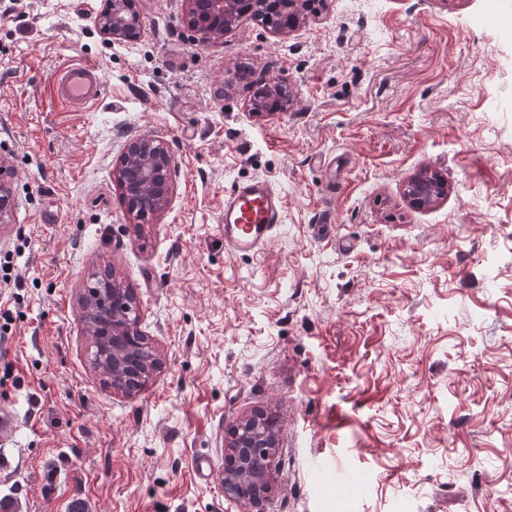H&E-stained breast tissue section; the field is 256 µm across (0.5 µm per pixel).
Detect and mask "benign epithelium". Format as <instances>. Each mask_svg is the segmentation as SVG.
<instances>
[{
    "label": "benign epithelium",
    "mask_w": 512,
    "mask_h": 512,
    "mask_svg": "<svg viewBox=\"0 0 512 512\" xmlns=\"http://www.w3.org/2000/svg\"><path fill=\"white\" fill-rule=\"evenodd\" d=\"M126 0H110L100 24V32L113 42L134 39L140 31V19L125 9ZM239 0H210V15L221 21V28L198 27L200 43L207 44L224 37V33L250 21V15L238 13ZM121 164L128 169L131 189L155 211L162 210L173 193L176 164L166 142L159 137L130 140L122 153ZM7 159L0 157V224L7 223L11 210ZM405 191L418 198L421 206L434 201L435 188L430 177H412ZM126 293L112 269L103 265L89 275V283L81 288L77 301L84 326H89L90 312L112 310V368L96 371L105 380L132 379L139 375L150 378L162 368V360L151 343L131 349L124 338L141 334L140 315L136 308L123 303ZM283 432L278 419L264 411L240 418L230 431L225 444L226 466L221 474L224 491L244 507V512H265L276 482L273 461L282 447Z\"/></svg>",
    "instance_id": "7a95c632"
}]
</instances>
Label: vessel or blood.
I'll use <instances>...</instances> for the list:
<instances>
[{
	"mask_svg": "<svg viewBox=\"0 0 512 512\" xmlns=\"http://www.w3.org/2000/svg\"><path fill=\"white\" fill-rule=\"evenodd\" d=\"M55 98L76 110L95 104L104 87L97 68L75 62L52 78ZM284 201L275 186L263 179L231 187L224 194V244L250 254L262 249L283 222Z\"/></svg>",
	"mask_w": 512,
	"mask_h": 512,
	"instance_id": "obj_1",
	"label": "vessel or blood"
}]
</instances>
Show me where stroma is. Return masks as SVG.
I'll return each mask as SVG.
<instances>
[{
	"label": "stroma",
	"mask_w": 512,
	"mask_h": 512,
	"mask_svg": "<svg viewBox=\"0 0 512 512\" xmlns=\"http://www.w3.org/2000/svg\"><path fill=\"white\" fill-rule=\"evenodd\" d=\"M106 3L0 0V254L25 281L0 283L18 313L0 498L243 512L225 443L264 409L283 429L267 512H512V0H321L288 36L252 21L205 45L183 0H136L139 39L109 42ZM74 60L103 78L82 111L52 93ZM263 83L288 88L284 111L248 113ZM142 136L176 162L144 220L118 180ZM420 173L448 185L421 208ZM257 178L283 223L239 255L224 193ZM104 263L164 360L131 396L91 367L79 317Z\"/></svg>",
	"instance_id": "35a3bbf8"
}]
</instances>
